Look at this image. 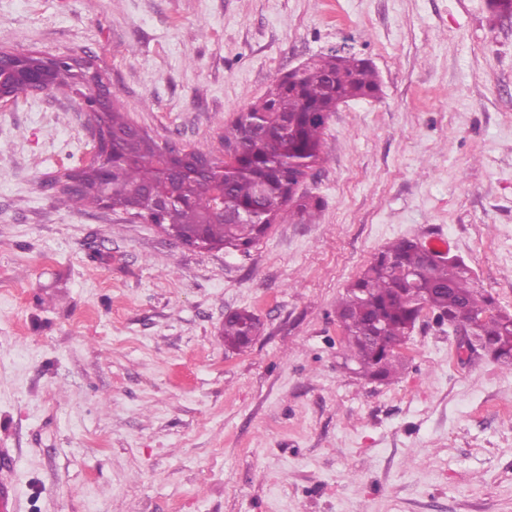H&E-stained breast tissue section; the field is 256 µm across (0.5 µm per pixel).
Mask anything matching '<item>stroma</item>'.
I'll return each instance as SVG.
<instances>
[{"label": "stroma", "mask_w": 512, "mask_h": 512, "mask_svg": "<svg viewBox=\"0 0 512 512\" xmlns=\"http://www.w3.org/2000/svg\"><path fill=\"white\" fill-rule=\"evenodd\" d=\"M344 47L309 224L182 246L50 183L92 130L61 91L0 108V448L15 512H512V367L425 314L397 378L345 365L336 304L400 238L448 241L512 312V16L487 0H0V49L88 60L150 136L220 149L276 75ZM262 322L245 352L224 316Z\"/></svg>", "instance_id": "1"}]
</instances>
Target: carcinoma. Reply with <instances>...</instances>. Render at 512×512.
<instances>
[{
    "label": "carcinoma",
    "instance_id": "1",
    "mask_svg": "<svg viewBox=\"0 0 512 512\" xmlns=\"http://www.w3.org/2000/svg\"><path fill=\"white\" fill-rule=\"evenodd\" d=\"M379 91L372 65L338 49L311 60L292 88L275 77L265 95L224 130V155L214 158L224 181L222 216L214 211L216 175L162 171L155 158L174 144L157 142L113 106L99 117L120 135L112 160L105 161L112 209L126 212L139 189L161 188L178 201L162 208L147 202L141 219L163 225L177 238L201 225L206 248L247 254L277 220L313 216L318 201L297 195V185L305 170L324 162L323 140L336 100L373 98ZM95 179L96 168L89 165L62 194L76 204L97 203ZM433 255L418 240L398 239L375 256L338 301L346 360L360 375L383 381L397 373L396 348L410 337L424 310L440 324L474 329L494 351V360L512 356V314L493 309L492 299L480 292L462 261ZM261 327L259 317L246 309L224 315L225 349L239 353L249 348Z\"/></svg>",
    "mask_w": 512,
    "mask_h": 512
}]
</instances>
